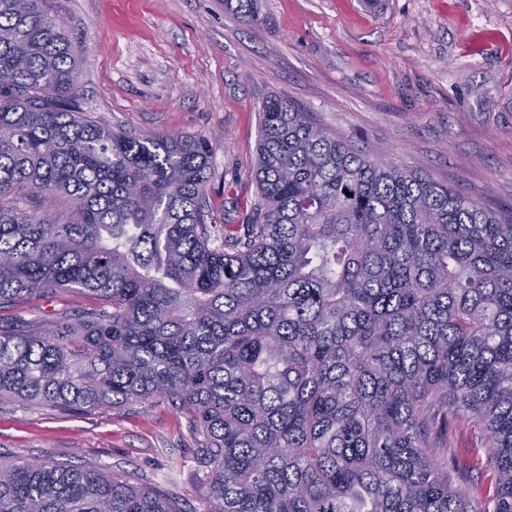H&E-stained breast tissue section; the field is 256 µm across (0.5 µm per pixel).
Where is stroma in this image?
<instances>
[{"mask_svg": "<svg viewBox=\"0 0 512 512\" xmlns=\"http://www.w3.org/2000/svg\"><path fill=\"white\" fill-rule=\"evenodd\" d=\"M84 58L77 109L133 134L204 136L209 202L242 223L256 199L261 106L273 94L356 148L512 212V0H54ZM461 486L494 491L470 425L453 428ZM190 420L150 400L72 413L0 403V456L125 471L203 512Z\"/></svg>", "mask_w": 512, "mask_h": 512, "instance_id": "1", "label": "stroma"}]
</instances>
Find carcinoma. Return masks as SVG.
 <instances>
[{
    "instance_id": "carcinoma-1",
    "label": "carcinoma",
    "mask_w": 512,
    "mask_h": 512,
    "mask_svg": "<svg viewBox=\"0 0 512 512\" xmlns=\"http://www.w3.org/2000/svg\"><path fill=\"white\" fill-rule=\"evenodd\" d=\"M255 0H225L259 25ZM50 0H0V400H166L202 437L204 512H512V214L263 102L257 200L212 223L208 138L76 111ZM71 202L65 218L19 201ZM483 441L480 507L448 424ZM0 512H186L95 464L0 459ZM94 303L95 300L87 296L61 294L34 300L33 309L29 313L44 320H51L57 313L65 311L74 313V311L89 308Z\"/></svg>"
}]
</instances>
